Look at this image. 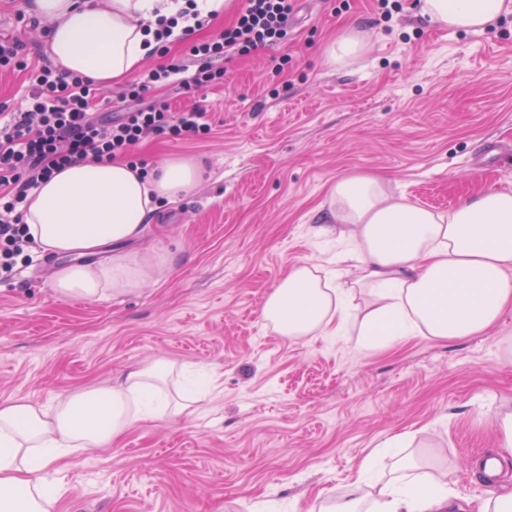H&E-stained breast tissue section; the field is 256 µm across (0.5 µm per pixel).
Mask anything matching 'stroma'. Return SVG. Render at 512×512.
Returning a JSON list of instances; mask_svg holds the SVG:
<instances>
[{
    "instance_id": "35a3bbf8",
    "label": "stroma",
    "mask_w": 512,
    "mask_h": 512,
    "mask_svg": "<svg viewBox=\"0 0 512 512\" xmlns=\"http://www.w3.org/2000/svg\"><path fill=\"white\" fill-rule=\"evenodd\" d=\"M399 3L385 25L375 0H299L277 51L225 59L223 85L192 96L158 90L174 110L206 108L213 135L133 152L152 165L198 156L208 171L147 224L141 248L175 261L142 288L65 299L50 284L53 259L38 256L0 278V401L52 407L159 363L207 386L193 414H155L48 468L65 487L56 512H312L344 494L366 459L388 477L446 483L462 512L488 498L472 466L496 453L493 418L512 405V310L477 336L368 350L353 328L290 341L261 316L290 265L335 266L336 179L378 172L445 215L479 190H512V14L452 32L421 15V0ZM22 5L0 0V36L48 58L47 24L17 23ZM349 28L368 51L332 66L324 47ZM396 434L408 446L381 455Z\"/></svg>"
}]
</instances>
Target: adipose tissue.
<instances>
[{
	"instance_id": "obj_1",
	"label": "adipose tissue",
	"mask_w": 512,
	"mask_h": 512,
	"mask_svg": "<svg viewBox=\"0 0 512 512\" xmlns=\"http://www.w3.org/2000/svg\"><path fill=\"white\" fill-rule=\"evenodd\" d=\"M27 13L50 22L56 68L109 87L135 75L148 53V22L174 15L178 0H26ZM512 0H423L430 22L480 32ZM202 179L201 164L177 157L143 172L115 158L86 159L54 175L29 195L24 222L38 252L64 257L52 277L63 298L88 302L131 293L169 267V253L128 251L161 205L175 204ZM330 220L346 255L357 263L343 283L320 277L316 265L295 264L266 297L262 317L288 339L355 324L370 348L416 332L462 339L487 331L512 309V190H485L441 216L391 193L382 176L359 172L330 189ZM112 247L102 262H89ZM373 299L361 320L349 303L356 289ZM173 368L148 366L112 386L78 394L51 410L23 399L0 401V512H55L62 486L42 473L119 438L163 401L170 415L193 411L196 395L170 399ZM440 482L419 477L369 479L359 473L345 494L320 512H453Z\"/></svg>"
}]
</instances>
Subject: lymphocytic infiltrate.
I'll return each instance as SVG.
<instances>
[{
    "label": "lymphocytic infiltrate",
    "instance_id": "1",
    "mask_svg": "<svg viewBox=\"0 0 512 512\" xmlns=\"http://www.w3.org/2000/svg\"><path fill=\"white\" fill-rule=\"evenodd\" d=\"M294 0H244L234 21L215 36L201 37L213 17L182 8L159 17L150 51L156 64L113 96L89 78L35 63L18 41L0 39V72H26L25 106L0 113V272H12L30 241L24 212L30 191L54 171L94 157L125 155L152 136L200 140L212 127L198 106L172 111L159 88L187 93L224 82L226 53L239 56L287 40Z\"/></svg>",
    "mask_w": 512,
    "mask_h": 512
}]
</instances>
